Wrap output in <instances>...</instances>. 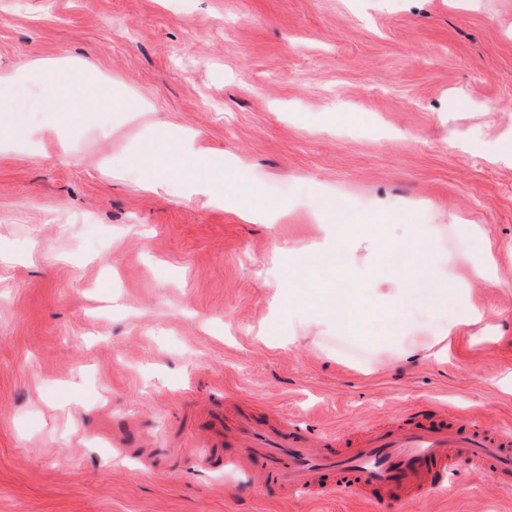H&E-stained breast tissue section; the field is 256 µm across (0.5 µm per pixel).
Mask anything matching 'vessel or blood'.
I'll return each instance as SVG.
<instances>
[{"label": "vessel or blood", "instance_id": "vessel-or-blood-1", "mask_svg": "<svg viewBox=\"0 0 512 512\" xmlns=\"http://www.w3.org/2000/svg\"><path fill=\"white\" fill-rule=\"evenodd\" d=\"M235 441L247 451L259 492L313 488L326 496L334 488L350 486L389 497L399 484L409 496L422 498L431 487L428 464L444 470L460 455L484 463L500 487H507L512 474V439L462 420L417 423L392 436L362 441L339 459L323 454L314 438L277 425L256 426L246 418L239 422ZM328 471L339 474L337 486L322 483Z\"/></svg>", "mask_w": 512, "mask_h": 512}]
</instances>
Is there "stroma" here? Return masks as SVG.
Returning a JSON list of instances; mask_svg holds the SVG:
<instances>
[{
    "instance_id": "1",
    "label": "stroma",
    "mask_w": 512,
    "mask_h": 512,
    "mask_svg": "<svg viewBox=\"0 0 512 512\" xmlns=\"http://www.w3.org/2000/svg\"><path fill=\"white\" fill-rule=\"evenodd\" d=\"M35 57L84 61L122 100L54 131L0 98V134L30 131L0 151V512H512L467 461L404 505L261 495L241 449L208 442L281 414L343 455L436 401L512 434V0H0V70ZM183 129L225 190L254 185L250 217L185 191L192 161L163 138ZM159 141L152 192L133 158ZM329 224L353 259L288 280ZM412 224L462 278L493 255L492 281L466 304L430 283L373 303L376 257L421 259ZM341 285L345 333L316 317ZM470 303L483 326L459 325ZM394 314L447 358L381 365Z\"/></svg>"
}]
</instances>
